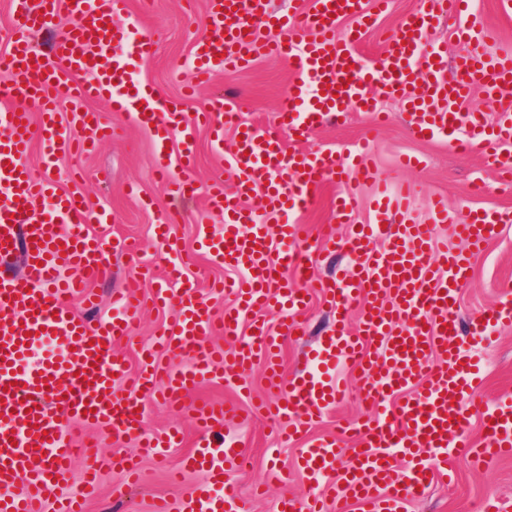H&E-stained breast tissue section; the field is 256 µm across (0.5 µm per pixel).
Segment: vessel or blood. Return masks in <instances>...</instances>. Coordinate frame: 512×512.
Listing matches in <instances>:
<instances>
[{
	"label": "vessel or blood",
	"instance_id": "vessel-or-blood-1",
	"mask_svg": "<svg viewBox=\"0 0 512 512\" xmlns=\"http://www.w3.org/2000/svg\"><path fill=\"white\" fill-rule=\"evenodd\" d=\"M55 5L46 0L43 13L35 15L26 0H15L16 24L4 35L8 51L0 54V70L9 76L0 84V181L10 186L0 197V266L15 253L24 256L21 272L0 273V512H85L105 462L78 447V430L95 425L117 437L138 434L139 402L156 394L168 405L187 406L201 431L198 448L179 466L203 478L189 512H248L236 487L222 479L243 452L212 437L227 416L238 415L239 406L190 405L186 395L205 379L240 384L259 361L266 367L269 396L254 410L286 424L289 437L302 435L343 396L335 374L340 367L358 369L375 406L374 418L358 430L357 445L345 448L333 437L300 449V469L322 489L312 498L282 499L277 512H344L348 503L358 512H402L437 478L448 476V458L475 415L485 422L486 435L471 451L472 464L512 457V404L492 403L475 392L480 358L455 342L458 294L468 281L471 257L498 237L500 219L488 212L469 215L457 227L468 252L441 250L435 227L448 220L441 198L429 202V224L408 223V205L397 200L374 222L352 227L345 241L352 262L340 276L314 281L304 273L309 240L303 225L281 220L306 208L330 180L341 186L337 217L356 209L348 162L324 150L291 151L287 143L356 109L367 112L369 130H377L388 119L377 107L378 93L406 102L416 137H443L461 150L479 148L502 174L503 185L512 187V108H500L492 122L482 111L460 109L472 86H482L495 100L512 89V52L488 51L475 27L457 29L466 50L448 80L444 52L429 40L441 17L462 16L470 0H420L374 58L360 52L358 37L387 0H296L285 12L273 11L270 0H207L208 32L195 50L197 78L231 74L258 56L288 59L290 86L280 119L263 131L241 121L237 100L218 97L208 112L191 115L131 80L130 65L151 58L155 42L128 23V0H70V27L58 34L50 55L41 56L32 48L31 31L52 24ZM344 18L355 19L356 26L340 36L336 24ZM259 26L278 29L279 39L257 37ZM98 100L153 127L158 172L168 191L202 195L208 209L224 217L223 235L202 234L203 247L213 261L246 273L242 282L224 285L234 301L215 316L187 274L192 255L171 241L170 214L158 215L155 235L168 248L169 266L156 299L179 306L159 344L192 352L191 365L180 371L160 367L146 348L133 372L115 351L144 307L136 289H125L122 311L105 321L89 322L71 306L77 295L94 303L87 283L109 276L112 265L104 241L90 230L105 222V214L83 194L60 191L51 176L58 151L78 143L58 112L65 102ZM202 122L209 124L215 147L226 151L232 191L220 182L203 191L197 186L194 139ZM228 125L238 136L229 147ZM37 133L46 150L36 170L26 158ZM176 136L180 151L166 152ZM259 187L265 190L261 220L245 204ZM271 219L280 222L274 234L267 225ZM315 290L334 323L307 351L316 372L288 378L278 360L280 340L306 336L303 315ZM355 305L362 319L354 329L348 311ZM256 309L275 311L278 332L257 321L248 340L238 341L243 314ZM507 318L512 320L511 305L484 310L470 316V333L488 340L490 328ZM217 330L233 339L232 348L210 345ZM46 339L54 351L34 359L35 344ZM119 380L129 384L121 395L114 389ZM78 457L84 460L83 487L60 494Z\"/></svg>",
	"mask_w": 512,
	"mask_h": 512
}]
</instances>
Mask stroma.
I'll use <instances>...</instances> for the list:
<instances>
[{"label":"stroma","mask_w":512,"mask_h":512,"mask_svg":"<svg viewBox=\"0 0 512 512\" xmlns=\"http://www.w3.org/2000/svg\"><path fill=\"white\" fill-rule=\"evenodd\" d=\"M418 6L419 0H390L387 9L363 32L361 51L380 54L387 38ZM205 10L206 0H129L131 20L155 40V53L150 60L138 64L137 78L189 114L208 109L216 96L223 95L246 101L242 113L245 122L259 128L275 123L280 103L288 92V64L284 60H255L232 77L216 76L208 84L194 86V93H187V85H194L193 48L206 32ZM470 20L480 29L490 51H512V12H506L500 0H473ZM378 106L390 113L391 120L368 143V161L380 180L410 200L407 215L410 223H430L429 197L445 198L450 221L437 226L438 242L460 249L464 243L457 237L454 226L469 212L490 210L512 215V190L502 186L499 173L486 166L478 152L451 149L444 138H416L405 121V107L400 100L382 97ZM86 108L111 124L112 136L88 150L60 153L52 176L59 190L82 192L97 211L109 217L108 223L93 225L92 230L105 239L112 251V277L93 282L99 304L87 310L88 318H105L119 308L121 285L132 273L118 249L120 241L135 237L143 244L147 266L140 276V294L146 308L133 328L132 339L116 346L134 368L139 363L140 346L152 345L164 327L178 316L176 303L154 302L157 289L165 283L168 267L166 249L155 239L157 213L170 210L179 214L174 235L183 248L196 253L197 263L192 271L198 279L199 293L209 298L218 310L223 309L224 302L211 294L208 285L232 277L233 272L200 252L198 238L206 229L216 236L223 234L224 218L209 211L202 197L174 198L165 193L155 179L157 151L148 129L130 120L125 113L114 111L107 102H90ZM367 121L365 113L350 112L312 131L304 146L347 157L359 143ZM195 153L196 180L200 185L224 177L225 157L214 150L206 127L197 130ZM405 156L421 160V167L401 168L399 162ZM356 191L359 205L351 215L350 224L336 221L333 200L337 187L332 182L321 185L312 205L297 214L298 223L306 225L313 239L305 255L311 276L339 274L348 261L342 248L328 254L321 252L314 242L320 225H335L336 237L342 240L348 236L351 224L374 220L378 208L373 187L360 185ZM509 287L512 288V222L503 224L499 237L485 252L472 258L470 277L460 292V316L465 318L498 305L504 301V291ZM462 346L480 355L484 362L475 381L477 393L491 400L512 399V322L502 323L496 329L490 345H475L466 340ZM245 384V389L239 390L222 383L200 382L191 389L189 398L195 402L231 400L249 406L251 397L261 395L265 389L263 364H256L248 372ZM142 410L144 433L160 436L175 428L180 432L179 443L165 449L160 456L142 458L144 484L131 483L118 469L105 472L98 497L87 505L88 512H151L154 497L161 495L180 501L200 484V477L194 473L184 474L178 482L172 478L181 459L195 449L199 439L198 427L191 416L174 414L150 398L143 399ZM369 417L368 403L356 380H349L342 402L322 421L308 428L303 440L308 443L330 438L341 430L343 423L356 426ZM286 431V426L273 424L261 416L253 417L246 424L232 418L224 422V436L235 441L248 460L247 469L228 472L227 478L239 494L252 500L253 512H276L284 495L303 499L315 491L314 482L296 465V447L283 442ZM451 466L453 478L437 479L425 497L407 504L406 512H474L475 506L488 497L499 499L506 512H512V458L496 460L485 469L474 470L465 456L458 453Z\"/></svg>","instance_id":"1"}]
</instances>
